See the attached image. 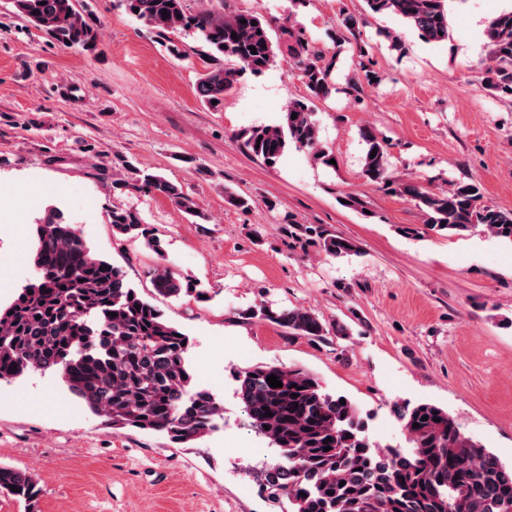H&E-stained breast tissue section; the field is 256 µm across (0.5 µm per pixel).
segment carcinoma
I'll return each mask as SVG.
<instances>
[{"label": "carcinoma", "mask_w": 512, "mask_h": 512, "mask_svg": "<svg viewBox=\"0 0 512 512\" xmlns=\"http://www.w3.org/2000/svg\"><path fill=\"white\" fill-rule=\"evenodd\" d=\"M122 2L128 14L167 43L173 56H184L174 41L180 35L191 34L208 48L196 90L201 101L215 109L242 71L262 73L279 52L292 60L311 97L326 99L335 90L337 54L326 56L285 21L280 25L283 39L275 43L271 21L250 11L227 15L219 6L189 13L185 0ZM366 3L374 14L402 18L426 42L448 38L447 0ZM13 7L58 43L97 50L98 30L78 0H13ZM360 24L362 19L354 15L343 17L336 43ZM485 36L484 85L512 95V9L495 16ZM241 137L247 153L273 166L291 145L314 151V158L326 166L333 159L320 146L306 98L289 100L280 123L255 126ZM361 138L366 145L361 176L414 201L428 229L451 237L480 228L512 244V210L485 204L478 183L461 180L443 192L400 180L388 166V138L369 127L361 129ZM132 187L169 199L192 218H204L194 198L162 175L144 174ZM110 224L113 236L141 239L156 254L149 274L157 294L197 299L205 294L166 262L160 240L135 212L114 208ZM299 232L329 258L361 253L355 241L320 226L304 225ZM35 263L38 281L0 309V381L29 371L58 372L68 391L107 418L112 429L164 432L179 444L202 439L224 420V408L212 394L191 389L189 337L130 287L121 269L92 253L57 208L37 224ZM249 316L312 341L345 335L343 326L328 324L303 308L261 307ZM272 374L282 387L269 386ZM235 377L252 427L279 452L280 462L264 471V479L269 495L288 504L286 512H512V466L466 435L434 404H393L409 445L405 451L371 444L358 407L327 393L320 379L304 368L256 364ZM267 411L271 415H265ZM415 423L419 427H413ZM13 486L18 491H12ZM0 493L35 512L40 488L33 474L0 466Z\"/></svg>", "instance_id": "1"}]
</instances>
